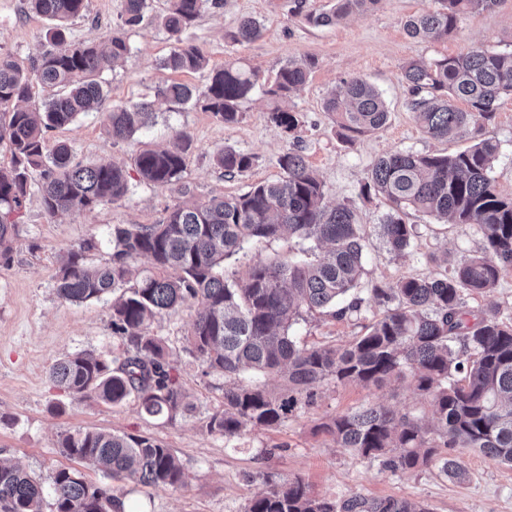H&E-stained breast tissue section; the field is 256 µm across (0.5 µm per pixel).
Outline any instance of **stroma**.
<instances>
[{"instance_id": "obj_1", "label": "stroma", "mask_w": 512, "mask_h": 512, "mask_svg": "<svg viewBox=\"0 0 512 512\" xmlns=\"http://www.w3.org/2000/svg\"><path fill=\"white\" fill-rule=\"evenodd\" d=\"M437 6V0H381L375 11L315 28L295 15V0H221L219 7L195 21L187 37L206 54L210 68L236 60L264 78L286 59L317 58V68L290 99L303 121L302 148L324 185L326 201L352 206L371 228L382 223L389 211L383 197L366 199L359 193L377 158L398 150L451 153L464 146L460 140L438 142L420 132L409 108V90L399 80L401 67L412 60L454 56L471 47L512 48V0H500L492 10L466 16L456 36L448 39L427 42L409 37L405 20ZM166 7V0H152L147 19L130 28L120 18L122 0H87L85 17L70 26L68 38L73 42L94 36L126 39L129 54L103 74L109 99L151 102L154 117L133 144L113 141L98 112L46 134L48 146L69 144L81 164L111 161L122 166L131 191L93 212L54 218L46 215L39 191H32L26 200L17 220L12 263L0 268V459L20 463L47 486L57 470L76 465L58 448L61 434L83 429L154 438L177 457L185 483L176 489L119 487L118 496L128 501L132 512H243L246 502L263 492L268 482L280 484L295 477L308 483L315 495L328 499L397 497L424 503L430 512H512V466L496 459L460 451L466 471L460 479L441 474L432 464L394 474L336 447L329 436L318 432L322 422L367 403L427 414L426 401L405 382L379 388L328 385L318 390L313 404L300 406L276 427L248 430L233 438L209 432L210 417L224 408V379L208 372L186 348L184 337L198 311L194 304L177 308L151 326L164 341L167 359L194 405L184 417L170 423L145 415L134 400L121 406L82 401L52 384L51 367L66 357L85 351L108 356L122 350L120 339L112 335L111 296L80 304L59 297L56 275L67 251L91 238L96 247L88 254L89 263L109 264L114 225L155 224L167 209L183 201L238 195L253 184L275 180L280 174L278 158L290 144L287 133L271 121L262 94L245 103L240 121L234 124L157 96L159 85L176 81L201 87L209 78L208 70L175 74L161 68V60L175 47L156 21ZM244 16L260 22L261 35L253 41H232L230 34ZM48 25V20L29 10L27 0H0V53L28 60L47 48ZM352 77L366 79L382 93L390 117L383 130L350 143L340 138L323 108V98ZM182 131L191 136L193 148L181 180L164 186L140 183L134 167L138 144L164 146ZM478 135L498 142L496 189L512 198V95L499 99L494 118L483 124ZM227 146L254 156L253 167L244 175L226 177L215 164V154ZM409 221L416 235L404 255L388 253L377 236H370L365 274L356 289L364 299L361 311L340 319L307 317L293 328L298 342L341 345L352 340L383 312L368 298L372 282L446 274L451 260L482 247L476 227L452 226L419 213Z\"/></svg>"}]
</instances>
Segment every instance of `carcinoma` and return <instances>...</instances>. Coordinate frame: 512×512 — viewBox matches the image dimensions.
I'll use <instances>...</instances> for the list:
<instances>
[{"label": "carcinoma", "instance_id": "cac0c4a2", "mask_svg": "<svg viewBox=\"0 0 512 512\" xmlns=\"http://www.w3.org/2000/svg\"><path fill=\"white\" fill-rule=\"evenodd\" d=\"M440 7L409 17L406 34L438 41L459 29L461 19L493 9L499 0H439ZM30 9L50 21L46 40L51 49L25 65L0 55V144L10 153L0 168V267L12 262L17 217L33 185L43 209L54 217L72 211L92 212L126 197L131 190L126 171L114 163L91 167L73 163L71 148L46 149L47 132L71 124L96 106L107 114L112 139L128 141L153 114L146 101L114 104L101 75L129 53L119 37L103 44L96 37L68 41V22L83 16L86 0H28ZM380 0H328L304 14L313 27L337 24L355 14L377 9ZM150 0H123V23L140 25ZM219 0H168L158 23L177 46L161 66L175 73L195 72L206 65L202 50L182 34ZM259 22L242 17L231 38L252 41ZM316 59L289 60L271 81L229 62L202 88L173 82L157 95L177 105L209 112L235 123L243 103L256 90L269 102L270 119L300 140L297 113L282 108L304 85ZM51 90L39 112L19 106L30 98L32 80ZM400 81L411 94L410 109L423 135L454 140L489 122L496 103L512 93V50L472 48L427 63L410 61ZM464 101L468 109L458 108ZM324 110L340 137L351 142L383 129L390 112L381 93L354 77L327 92ZM193 141L179 132L170 148L139 150L135 164L140 181L168 185L181 179ZM499 151L487 138L452 153L398 151L379 157L360 186V195L381 196L390 203L382 223L374 227L388 252L410 246L414 225L410 212L453 225H474L481 232V251L455 261L443 276H409L394 283L375 282L368 291L384 308L366 332L342 345L305 347L291 329L316 311L343 317L361 310L364 299H347L365 273L366 225L350 206L325 201L322 182L295 147L278 158L281 177L249 191L205 202L188 200L172 208L158 224L112 227V263L92 266L89 242L67 252L57 274V292L67 301L84 303L122 290L112 302V333L123 340L119 355L77 353L57 362L50 381L83 401L112 406L134 398L149 417L170 422L192 408L188 395L166 360L161 338L151 323L168 311L198 304L202 311L186 336L190 350L207 368L224 376V409L213 414L209 431L235 437L247 429L284 422L302 404L313 402L329 384L357 383L381 387L410 378L430 403L433 423L426 426L410 412L379 405L338 414L320 424L333 441L361 458L376 461L392 473L435 462L446 476L461 478L465 470L457 450L472 449L512 465V318L499 312L467 308L465 297L489 293L512 272V199L502 198L492 177ZM253 155L226 147L215 156L224 175L234 177L254 164ZM324 248L316 260L286 258L258 263L245 272H227L224 261L248 242L282 236ZM146 257L152 269L129 278L130 261ZM248 375L273 376L280 389L271 392L245 382ZM62 452L98 468L105 478L134 487H172L184 483V472L171 449L146 436L77 430L62 436ZM52 512H112L117 500L109 484L88 482L76 469H60L50 487ZM44 488L19 466L0 461V512H42ZM244 512H428L407 499L355 495L329 500L315 496L296 477L269 486L254 496Z\"/></svg>", "mask_w": 512, "mask_h": 512}]
</instances>
